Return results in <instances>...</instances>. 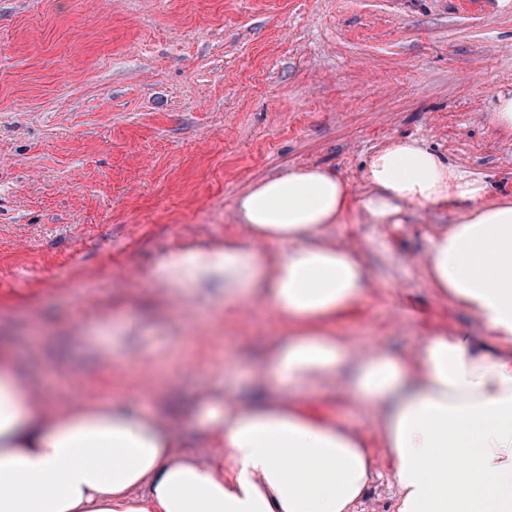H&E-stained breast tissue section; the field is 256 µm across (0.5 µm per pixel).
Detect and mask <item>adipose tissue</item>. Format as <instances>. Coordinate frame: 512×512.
Instances as JSON below:
<instances>
[{"instance_id": "1", "label": "adipose tissue", "mask_w": 512, "mask_h": 512, "mask_svg": "<svg viewBox=\"0 0 512 512\" xmlns=\"http://www.w3.org/2000/svg\"><path fill=\"white\" fill-rule=\"evenodd\" d=\"M355 197L330 171L300 168L235 201L243 238L166 257L151 285L176 301L217 289L240 309L262 295L281 327L256 370L287 388L208 409L220 459L180 451L182 425L131 400H48L0 352V512H354L375 476L361 431L308 409L304 387L349 367L393 463L397 512H512V201L415 139L374 152ZM459 206L428 237L436 294L490 334L432 329L416 357L354 354L329 323L370 284L361 252L330 237L360 210L376 224Z\"/></svg>"}]
</instances>
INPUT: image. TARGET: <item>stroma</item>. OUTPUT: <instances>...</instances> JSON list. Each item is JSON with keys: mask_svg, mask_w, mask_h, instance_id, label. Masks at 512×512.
I'll list each match as a JSON object with an SVG mask.
<instances>
[{"mask_svg": "<svg viewBox=\"0 0 512 512\" xmlns=\"http://www.w3.org/2000/svg\"><path fill=\"white\" fill-rule=\"evenodd\" d=\"M495 89L512 91V0H0V349L53 391V412L137 396L150 366L155 406L186 418L184 448L207 450L195 415L255 395L275 323L204 294L203 318L177 314L163 292L125 284L127 269L147 278L184 247L239 234L237 196L291 169L333 171L362 195L369 155L398 139L512 200ZM456 214L337 227L373 280L337 315L343 337L409 356L439 326L481 334L418 264ZM310 392L313 411L365 433L377 476L355 512H395L375 409L350 407L340 376Z\"/></svg>", "mask_w": 512, "mask_h": 512, "instance_id": "35a3bbf8", "label": "stroma"}]
</instances>
